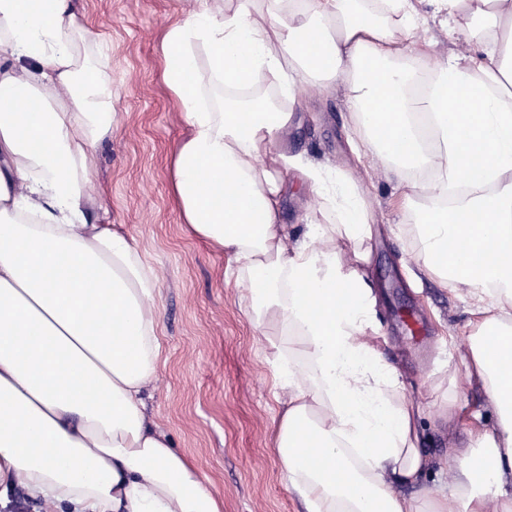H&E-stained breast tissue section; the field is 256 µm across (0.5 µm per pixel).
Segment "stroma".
Here are the masks:
<instances>
[{"label":"stroma","mask_w":512,"mask_h":512,"mask_svg":"<svg viewBox=\"0 0 512 512\" xmlns=\"http://www.w3.org/2000/svg\"><path fill=\"white\" fill-rule=\"evenodd\" d=\"M78 33L87 34L82 57L108 75L118 123L96 149L92 176L98 196L93 223L134 238L158 274L160 341L166 361L147 387L150 420L196 464L203 480L224 497V512H306L283 478L274 440L283 412L275 364L289 335L255 326L242 290L227 276L228 256L191 235L172 189V163L188 137L182 107L164 77L161 51L167 25L182 17V0H73ZM420 53L465 52L470 19L449 26L432 6L419 7ZM295 124L275 151L329 164L335 178L356 182L371 204L372 234L365 252L366 280L377 303L379 350L395 366L406 395H423L427 415L419 446L432 461L422 477L431 495L450 485L448 450L467 444L471 432L492 426L480 383L462 368V344L475 331L472 302L435 275H411L407 252L418 245L411 231L417 198L370 155L355 150L353 105L342 81L299 82ZM283 221L304 232L328 224L300 171L289 170ZM336 241V255L350 262L358 249ZM414 313L427 327L409 334L400 315Z\"/></svg>","instance_id":"1"}]
</instances>
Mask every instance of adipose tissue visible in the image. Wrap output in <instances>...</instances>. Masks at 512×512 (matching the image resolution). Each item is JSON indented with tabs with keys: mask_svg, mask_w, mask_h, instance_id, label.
Returning a JSON list of instances; mask_svg holds the SVG:
<instances>
[{
	"mask_svg": "<svg viewBox=\"0 0 512 512\" xmlns=\"http://www.w3.org/2000/svg\"><path fill=\"white\" fill-rule=\"evenodd\" d=\"M184 0L162 40L190 135L174 191L193 232L229 253L258 326L292 329L316 375L280 364L276 450L307 512H512V0H434L475 18L468 53L427 56L425 98L395 59L414 0ZM72 0H0V506L24 485L55 512H224L194 463L147 418L161 362L157 276L132 240L90 221L93 151L115 124L109 78L81 61ZM226 92L209 105L197 77ZM285 94L344 74L360 141L404 174L429 170L408 264L474 301L469 343L492 427L452 448L448 494L421 485L420 399L377 351L375 299L336 240L369 237L370 204L324 165L270 146L292 108L237 92L261 72ZM301 170L332 225L292 239L284 173Z\"/></svg>",
	"mask_w": 512,
	"mask_h": 512,
	"instance_id": "ef3b65f1",
	"label": "adipose tissue"
}]
</instances>
